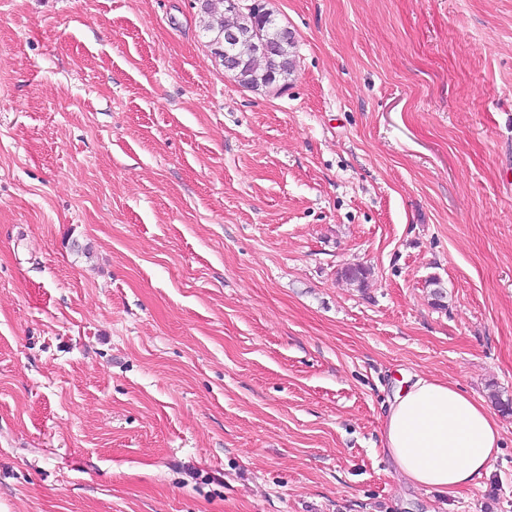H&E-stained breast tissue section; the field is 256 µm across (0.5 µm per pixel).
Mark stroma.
<instances>
[{
	"label": "stroma",
	"mask_w": 512,
	"mask_h": 512,
	"mask_svg": "<svg viewBox=\"0 0 512 512\" xmlns=\"http://www.w3.org/2000/svg\"><path fill=\"white\" fill-rule=\"evenodd\" d=\"M266 7L281 89L198 0H0V512H512V0ZM416 376L496 411L454 496ZM201 11L206 15L207 20H204L203 31L209 36V42L221 48V42L224 41V54L215 51L220 59H224V72L225 75H230L236 78L238 71L241 69V63L235 61L236 58L230 55L229 51L238 44L245 34L239 30L227 29L224 31V24L228 20V15L224 12L225 0H201ZM225 55V58H224ZM500 441L484 403L458 385L424 377L397 390L383 422V449L396 471L416 487L448 495L489 472Z\"/></svg>",
	"instance_id": "obj_1"
}]
</instances>
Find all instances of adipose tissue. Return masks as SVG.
<instances>
[{"mask_svg":"<svg viewBox=\"0 0 512 512\" xmlns=\"http://www.w3.org/2000/svg\"><path fill=\"white\" fill-rule=\"evenodd\" d=\"M384 452L411 484L448 494L486 475L500 449L494 415L458 385L416 378L383 422Z\"/></svg>","mask_w":512,"mask_h":512,"instance_id":"adipose-tissue-1","label":"adipose tissue"}]
</instances>
